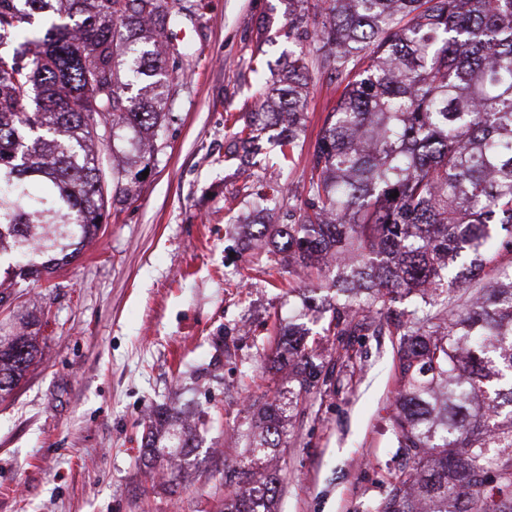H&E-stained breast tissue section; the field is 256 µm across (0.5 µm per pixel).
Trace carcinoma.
Returning a JSON list of instances; mask_svg holds the SVG:
<instances>
[{
  "instance_id": "obj_1",
  "label": "carcinoma",
  "mask_w": 512,
  "mask_h": 512,
  "mask_svg": "<svg viewBox=\"0 0 512 512\" xmlns=\"http://www.w3.org/2000/svg\"><path fill=\"white\" fill-rule=\"evenodd\" d=\"M289 2L286 36L309 49L290 54L230 152L257 151L268 130L291 161L313 69L344 86L303 205H288L287 224L246 227L265 266L302 277L288 296L318 299L333 273L328 335H355L367 313L399 336L393 424L411 465L393 473L378 512H512V267L480 278L497 262L498 231L512 237V0ZM192 12L190 0H0V257L20 276L75 260L123 181L155 165L174 101L167 64L189 54L166 32ZM104 150L126 158L110 176ZM286 196L258 193L252 206L273 212ZM409 297L420 305L397 307ZM305 336L290 324L276 345L297 390L259 409L253 457L285 447L287 413L319 385ZM36 356L34 336L0 341V399ZM174 413L151 408L145 447ZM168 440L191 448L193 430ZM479 458L495 466L490 490ZM278 492L268 473L258 497L229 491L224 512H272Z\"/></svg>"
}]
</instances>
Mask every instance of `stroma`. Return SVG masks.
<instances>
[{
	"label": "stroma",
	"instance_id": "35a3bbf8",
	"mask_svg": "<svg viewBox=\"0 0 512 512\" xmlns=\"http://www.w3.org/2000/svg\"><path fill=\"white\" fill-rule=\"evenodd\" d=\"M287 22L288 0H195L183 23L193 53L170 74L178 95L155 166L50 280L0 286V336L29 326L39 346L0 400V512H224L238 472L254 488L274 469L273 512H376L407 464L393 430L398 339L379 321L346 353L321 340L331 376L292 411L284 451H244L256 409L289 398L287 366L270 365L279 326L299 317L316 334L328 323L242 250L238 218L268 221L247 204L265 182L303 203L338 80L313 71L293 163L272 148L254 165L225 155L288 58L275 34ZM166 402L199 446L144 458L147 410Z\"/></svg>",
	"mask_w": 512,
	"mask_h": 512
}]
</instances>
